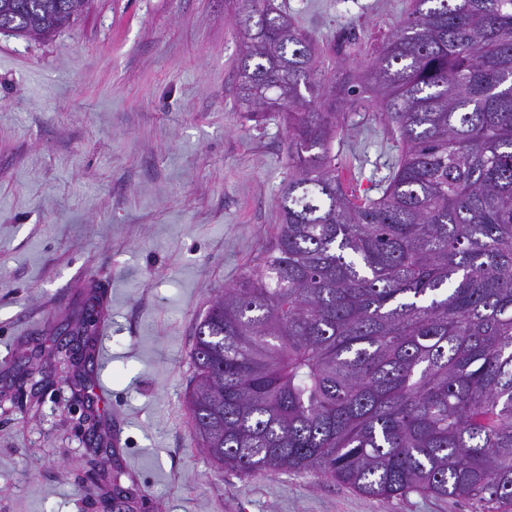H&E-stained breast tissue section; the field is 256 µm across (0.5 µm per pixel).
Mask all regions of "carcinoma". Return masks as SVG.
I'll return each mask as SVG.
<instances>
[{
  "label": "carcinoma",
  "mask_w": 512,
  "mask_h": 512,
  "mask_svg": "<svg viewBox=\"0 0 512 512\" xmlns=\"http://www.w3.org/2000/svg\"><path fill=\"white\" fill-rule=\"evenodd\" d=\"M85 0H0L49 38ZM238 102L288 129L260 265L196 325L189 394L212 463L512 512V0H415L362 73L315 81L272 0H236ZM401 152L381 195L344 189L333 144L364 91Z\"/></svg>",
  "instance_id": "obj_1"
}]
</instances>
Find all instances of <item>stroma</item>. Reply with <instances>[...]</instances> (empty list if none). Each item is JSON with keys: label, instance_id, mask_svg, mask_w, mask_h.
Masks as SVG:
<instances>
[{"label": "stroma", "instance_id": "stroma-1", "mask_svg": "<svg viewBox=\"0 0 512 512\" xmlns=\"http://www.w3.org/2000/svg\"><path fill=\"white\" fill-rule=\"evenodd\" d=\"M318 76L365 69L414 0H275ZM230 0H92L49 39L0 32V512H470L329 478L216 469L193 428L195 327L280 222L288 134L237 102ZM372 94L333 151L378 197L400 154ZM70 330L91 359L61 364ZM120 446H113V436Z\"/></svg>", "mask_w": 512, "mask_h": 512}]
</instances>
